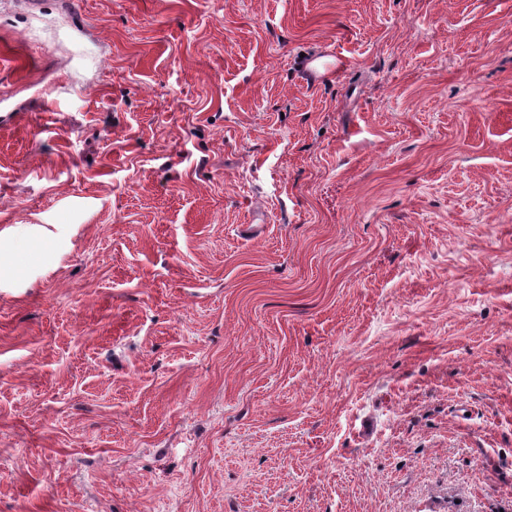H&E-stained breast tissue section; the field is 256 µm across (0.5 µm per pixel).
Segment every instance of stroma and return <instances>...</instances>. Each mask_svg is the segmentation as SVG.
<instances>
[{"mask_svg":"<svg viewBox=\"0 0 512 512\" xmlns=\"http://www.w3.org/2000/svg\"><path fill=\"white\" fill-rule=\"evenodd\" d=\"M0 512H512V0H0Z\"/></svg>","mask_w":512,"mask_h":512,"instance_id":"35a3bbf8","label":"stroma"}]
</instances>
